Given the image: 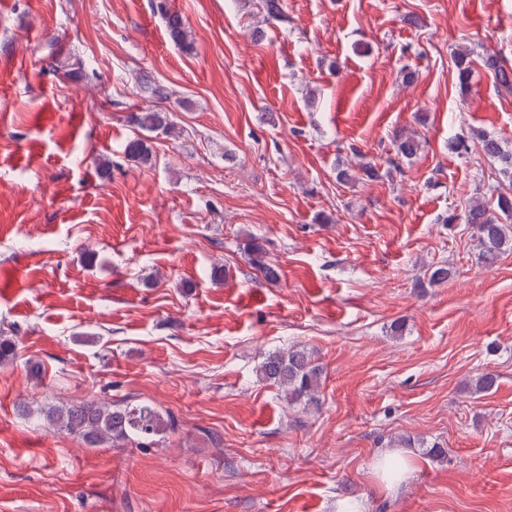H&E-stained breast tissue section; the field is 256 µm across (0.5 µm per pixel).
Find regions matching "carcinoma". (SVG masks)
<instances>
[{
    "instance_id": "carcinoma-1",
    "label": "carcinoma",
    "mask_w": 512,
    "mask_h": 512,
    "mask_svg": "<svg viewBox=\"0 0 512 512\" xmlns=\"http://www.w3.org/2000/svg\"><path fill=\"white\" fill-rule=\"evenodd\" d=\"M262 9L269 20L286 23L288 15L284 0H261ZM165 18L170 40L184 49L192 47L190 31L182 16L167 8L161 0L156 4ZM484 66L492 71L498 84L506 90L512 89V64L496 54L487 53ZM140 94L147 100L165 101L172 93L160 85L150 82L139 83ZM130 121L146 133L159 132L165 136L177 133L167 113L147 107L129 116ZM485 153L497 157L505 171H512V151H506L500 143L489 136L481 137ZM396 155L411 159L420 150L418 137L403 132L394 137ZM127 160L146 165L151 162L152 153L148 139L137 138L124 148ZM464 223L476 229L475 237L482 257L493 261L512 248V195L498 193L495 208L489 204H475L464 213ZM251 264L265 277H276V269L258 245L249 247ZM260 378L273 382L281 388L287 400L297 403L302 400H316L320 387L321 371L313 364L312 355L306 349L292 346L269 353L257 368ZM45 426L74 434L94 446L119 448L126 443L138 442L149 448L162 439L163 433L174 427L173 419L147 402L90 400L65 406H49L38 410Z\"/></svg>"
}]
</instances>
